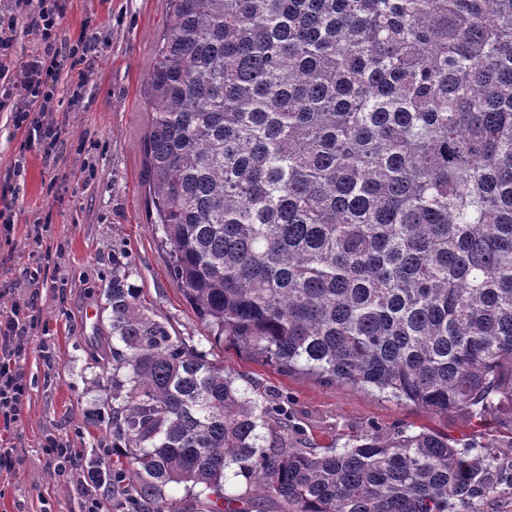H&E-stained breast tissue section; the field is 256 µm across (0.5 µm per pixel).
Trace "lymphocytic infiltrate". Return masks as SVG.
<instances>
[{
	"label": "lymphocytic infiltrate",
	"instance_id": "1",
	"mask_svg": "<svg viewBox=\"0 0 512 512\" xmlns=\"http://www.w3.org/2000/svg\"><path fill=\"white\" fill-rule=\"evenodd\" d=\"M67 12V0H14L0 10V111L15 114L29 144L51 155L62 140L63 127L52 116L50 104L62 74L79 62L89 63L99 49L95 37L80 31L76 40H57L56 30ZM35 32L40 49L23 65H16L19 28ZM25 306L14 303L0 321V418L16 420L26 390L20 359L30 343Z\"/></svg>",
	"mask_w": 512,
	"mask_h": 512
}]
</instances>
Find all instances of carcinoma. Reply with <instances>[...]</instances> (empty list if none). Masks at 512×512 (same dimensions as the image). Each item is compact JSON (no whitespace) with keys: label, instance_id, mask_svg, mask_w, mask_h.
Returning <instances> with one entry per match:
<instances>
[{"label":"carcinoma","instance_id":"1","mask_svg":"<svg viewBox=\"0 0 512 512\" xmlns=\"http://www.w3.org/2000/svg\"><path fill=\"white\" fill-rule=\"evenodd\" d=\"M167 2L146 201L208 336L509 435L301 447L114 264L124 492L142 512H184L181 483L205 512L255 492L281 512H480L512 448V0Z\"/></svg>","mask_w":512,"mask_h":512}]
</instances>
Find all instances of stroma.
<instances>
[{
	"mask_svg": "<svg viewBox=\"0 0 512 512\" xmlns=\"http://www.w3.org/2000/svg\"><path fill=\"white\" fill-rule=\"evenodd\" d=\"M166 0H70L59 37L88 27L100 45L93 65L77 64L61 77L54 117L65 129L57 158L25 143L13 115L0 112V191L14 198L12 224L0 223V317L14 298L30 302L32 343L22 366L31 385L18 421H0V446L14 449V471L0 473V512H83L95 498L101 512H132L118 488L88 489L92 465L111 468L106 403L113 380L95 338L112 331L106 290L120 264L134 288L171 335L225 370L246 376L250 397L266 396L282 411L296 441L344 447L363 434L428 428L467 442L499 435L493 418L464 410L445 415L344 384L287 373L240 345L210 342L168 267L169 249L152 234L145 201L141 139L148 123L144 81L164 23ZM25 158L23 172L15 162ZM47 259V282L28 269ZM63 440L74 455L66 472L44 455L46 438Z\"/></svg>",
	"mask_w": 512,
	"mask_h": 512,
	"instance_id": "35a3bbf8",
	"label": "stroma"
}]
</instances>
